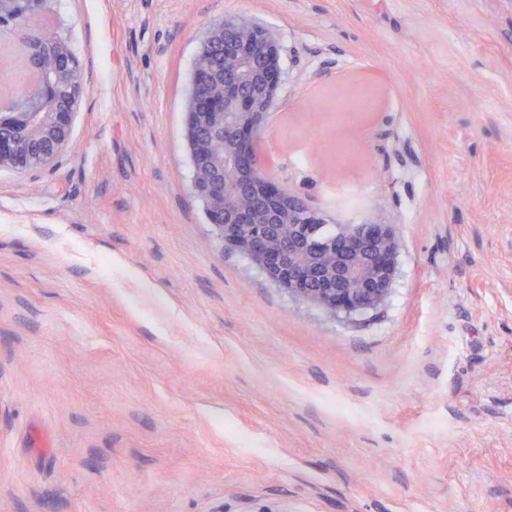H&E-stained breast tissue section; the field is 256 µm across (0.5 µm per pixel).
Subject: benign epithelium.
Returning a JSON list of instances; mask_svg holds the SVG:
<instances>
[{
  "label": "benign epithelium",
  "mask_w": 512,
  "mask_h": 512,
  "mask_svg": "<svg viewBox=\"0 0 512 512\" xmlns=\"http://www.w3.org/2000/svg\"><path fill=\"white\" fill-rule=\"evenodd\" d=\"M49 0H0V34L23 48L36 81L0 102V171L51 165L73 140L83 69L68 41L45 28ZM185 100L192 191L222 249L247 257L274 286L347 319L383 305L398 271L390 224L312 229L325 215L285 192L257 154L277 102L282 62L273 35L234 17L209 24Z\"/></svg>",
  "instance_id": "7a95c632"
}]
</instances>
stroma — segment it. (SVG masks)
<instances>
[{
  "label": "stroma",
  "instance_id": "1",
  "mask_svg": "<svg viewBox=\"0 0 512 512\" xmlns=\"http://www.w3.org/2000/svg\"><path fill=\"white\" fill-rule=\"evenodd\" d=\"M273 33L261 154L393 225L330 317L214 239L185 97L205 26ZM74 144L0 172V512H512V0H50ZM367 91L333 124L331 92Z\"/></svg>",
  "mask_w": 512,
  "mask_h": 512
}]
</instances>
